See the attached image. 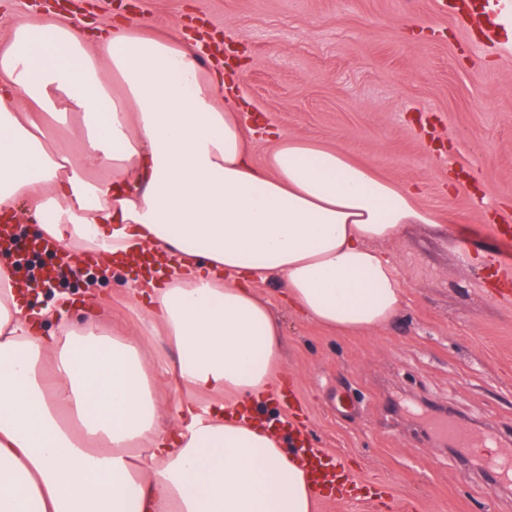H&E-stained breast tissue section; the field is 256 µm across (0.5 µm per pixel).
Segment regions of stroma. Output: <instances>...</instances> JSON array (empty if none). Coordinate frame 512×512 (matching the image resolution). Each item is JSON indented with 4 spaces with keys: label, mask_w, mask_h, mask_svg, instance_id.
I'll return each instance as SVG.
<instances>
[{
    "label": "stroma",
    "mask_w": 512,
    "mask_h": 512,
    "mask_svg": "<svg viewBox=\"0 0 512 512\" xmlns=\"http://www.w3.org/2000/svg\"><path fill=\"white\" fill-rule=\"evenodd\" d=\"M77 2L70 17L90 32L120 15L190 39L199 21L231 47L236 102L262 119L255 161L282 133L419 189L440 221L385 244L403 304L384 327L349 336L317 325L269 275L253 291L281 323L282 387L311 446L340 455L374 495L358 512H387L389 492L417 512H512V485L488 501L472 459L429 427L441 405L512 454V295L495 286L498 264L512 268V50L486 47L481 22L438 0ZM133 278L85 269L63 283L70 322L81 326L92 288L111 297L113 324L138 333Z\"/></svg>",
    "instance_id": "1"
}]
</instances>
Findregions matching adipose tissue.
I'll return each mask as SVG.
<instances>
[{
  "mask_svg": "<svg viewBox=\"0 0 512 512\" xmlns=\"http://www.w3.org/2000/svg\"><path fill=\"white\" fill-rule=\"evenodd\" d=\"M234 79L125 20L92 51L57 17L0 38V214L33 212L37 236L105 272L135 251L176 258L141 322L176 349L180 390L167 410L163 371L98 319L100 296L78 328L55 303L29 312L1 260L0 512H314L305 468L261 422L282 331L250 281L277 277L307 319L372 332L403 298L379 244L437 217L417 188L313 142L278 136L255 163ZM68 115L75 150L49 149V121Z\"/></svg>",
  "mask_w": 512,
  "mask_h": 512,
  "instance_id": "ef3b65f1",
  "label": "adipose tissue"
}]
</instances>
